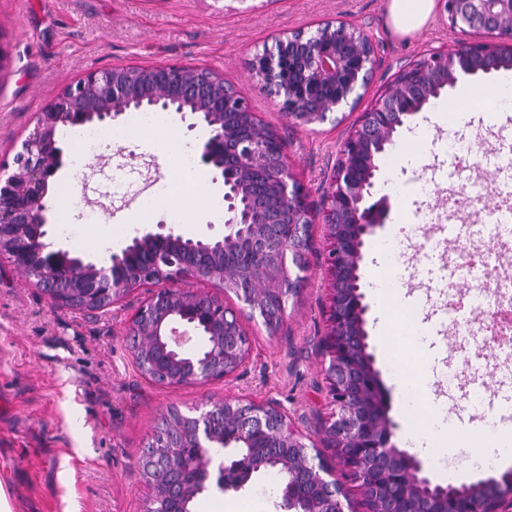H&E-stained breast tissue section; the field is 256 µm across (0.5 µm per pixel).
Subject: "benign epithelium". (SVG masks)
Listing matches in <instances>:
<instances>
[{
  "instance_id": "1",
  "label": "benign epithelium",
  "mask_w": 512,
  "mask_h": 512,
  "mask_svg": "<svg viewBox=\"0 0 512 512\" xmlns=\"http://www.w3.org/2000/svg\"><path fill=\"white\" fill-rule=\"evenodd\" d=\"M450 23L486 40L461 47L432 49L409 61L362 114L344 140L323 195L322 223L331 246L327 270L332 278L329 324L321 340L328 365L325 382L333 411L326 433L338 449V463L361 484L369 512H512V473L494 479V495L469 509L459 507L456 486L432 485L420 461L393 440L397 425L388 415L382 382L368 352L365 295L359 262L364 238L383 222L389 198L374 205L378 158L394 143L405 119L453 87L460 75L489 74L512 64V0H444ZM276 51L258 54L254 78L293 124L322 123L368 82L375 47L359 28L326 23L321 37L303 31L275 40ZM188 66L112 67L91 72L66 87L39 113L14 157V171L0 182V255L34 279L60 307L91 310L115 305L139 288L150 295L131 317L134 359L149 358L148 378L163 384H196L234 375L249 349L238 314L210 293L173 284L188 279L217 288L232 287L238 299L266 319L283 314L308 271L309 228L316 215L307 191L288 164L282 142L253 112L248 101L210 70ZM144 107L188 115L210 130L201 145V164L222 181L227 231L221 237L191 239L167 224L134 237L112 263L99 265L71 257L47 241L49 183L65 166L58 140L61 126L110 123ZM208 336L202 352L186 345ZM257 444L278 455L288 468L285 499L311 504V512H344L336 467L307 463L306 437L272 402L226 399L186 415L164 434L154 433L139 463L155 501L178 507L192 490L213 484L231 487L228 478L252 475L249 460L217 462L209 448L218 441ZM193 448L198 466L186 465L182 449Z\"/></svg>"
}]
</instances>
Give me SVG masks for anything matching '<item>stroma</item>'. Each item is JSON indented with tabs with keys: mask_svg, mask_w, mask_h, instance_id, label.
Here are the masks:
<instances>
[{
	"mask_svg": "<svg viewBox=\"0 0 512 512\" xmlns=\"http://www.w3.org/2000/svg\"><path fill=\"white\" fill-rule=\"evenodd\" d=\"M328 21H344L368 34L376 64L360 97L340 106L321 124L301 128L290 122L259 89L252 76L257 52L273 48L278 35L314 32ZM470 35L450 25L444 9L419 33L400 37L387 22L386 0H252L249 10L225 9L222 0H0V173L10 174L13 159L33 130L39 112L69 85L104 68L148 66L204 67L249 100L257 117L285 143L295 177L306 187L313 210H321L343 140L363 112L392 80L398 62L432 48L455 49ZM432 106L409 116L396 137V148L419 127L429 137L420 153L422 194L390 197L382 224L364 240L360 278L368 280L376 263L373 245L399 225L420 220L416 232L399 243L397 280L402 302L419 299L423 285L448 295L444 266L455 263L460 238L448 237L442 264H434L429 240L432 219L472 220L480 205L467 194L475 182L492 185L486 159L512 144V111L487 120L471 109L461 120L436 123ZM466 145L474 159L454 165L447 145ZM175 166L164 150L104 147L81 173L63 169L54 185L69 184L77 204L68 223L54 221L49 238L55 247L92 261L97 251L120 250L146 225L124 233L130 213V184L150 177L170 182ZM324 225L310 229V269L276 334L259 317L243 311L231 292L226 306L240 310L250 341L249 355L233 376L190 385H159L140 375L129 348L130 318L145 290L99 311L54 306L32 279L0 256V485L12 512H146L150 490L138 459L169 407L190 413L211 401L246 399L273 402L309 439L315 455L328 464L337 458L325 432L331 411L325 387L320 343L327 331L330 304ZM368 316L369 351L396 423L394 440L408 448L406 429L386 365L383 345ZM477 342L468 336L448 340L440 357L458 376L460 390L490 372L468 362ZM469 450H448L443 473L428 470L432 484L471 485L507 473L490 464L469 471ZM194 512H286L282 492L267 489L260 475L238 489L209 488Z\"/></svg>",
	"mask_w": 512,
	"mask_h": 512,
	"instance_id": "stroma-1",
	"label": "stroma"
}]
</instances>
